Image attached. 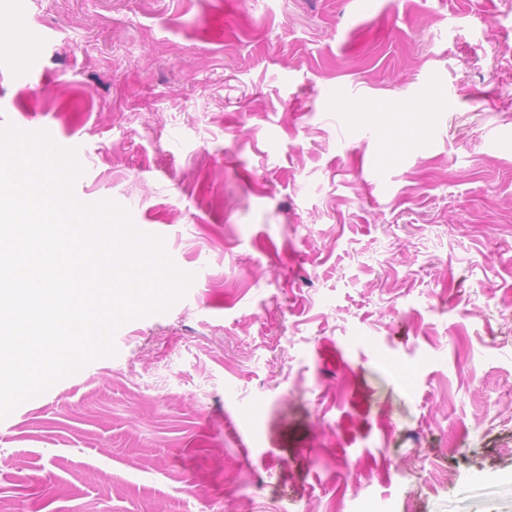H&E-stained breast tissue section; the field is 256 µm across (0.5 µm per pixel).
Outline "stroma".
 <instances>
[{"label":"stroma","mask_w":512,"mask_h":512,"mask_svg":"<svg viewBox=\"0 0 512 512\" xmlns=\"http://www.w3.org/2000/svg\"><path fill=\"white\" fill-rule=\"evenodd\" d=\"M6 125L193 277L7 512H512V0H0Z\"/></svg>","instance_id":"1"}]
</instances>
